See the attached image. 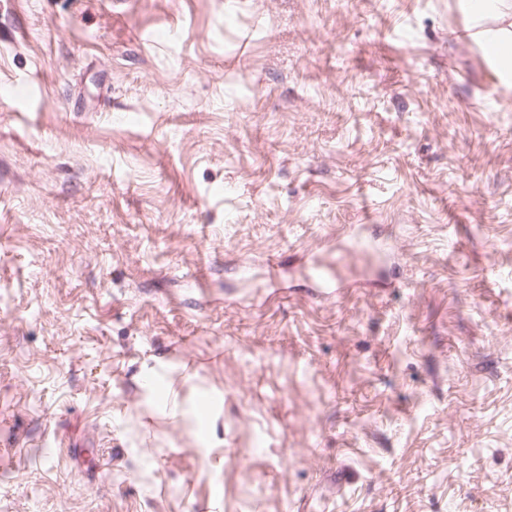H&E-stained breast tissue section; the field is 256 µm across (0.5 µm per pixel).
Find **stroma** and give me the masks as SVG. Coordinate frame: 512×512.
Instances as JSON below:
<instances>
[{"instance_id": "stroma-1", "label": "stroma", "mask_w": 512, "mask_h": 512, "mask_svg": "<svg viewBox=\"0 0 512 512\" xmlns=\"http://www.w3.org/2000/svg\"><path fill=\"white\" fill-rule=\"evenodd\" d=\"M0 512H512L465 0H0Z\"/></svg>"}]
</instances>
